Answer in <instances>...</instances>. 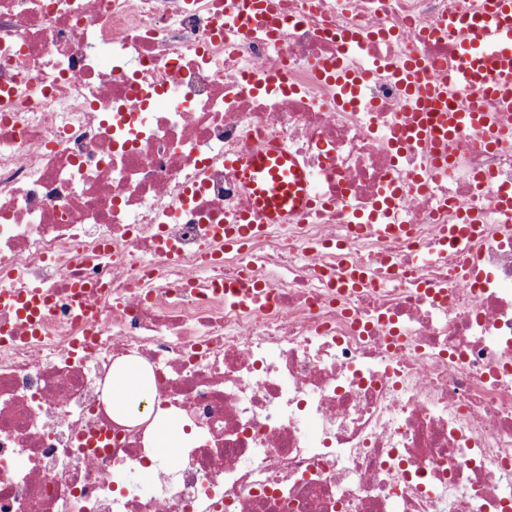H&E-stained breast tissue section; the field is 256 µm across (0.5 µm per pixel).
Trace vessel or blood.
<instances>
[{
    "label": "vessel or blood",
    "mask_w": 512,
    "mask_h": 512,
    "mask_svg": "<svg viewBox=\"0 0 512 512\" xmlns=\"http://www.w3.org/2000/svg\"><path fill=\"white\" fill-rule=\"evenodd\" d=\"M230 11L246 19H268L275 0H228ZM446 27L470 30L460 44V62L447 79L425 82L417 57L406 60L400 71L406 89L410 136L428 137L439 167L450 170L442 145L453 135L475 133L486 147L499 144L504 133L493 110H512V0H496L493 8L466 18L450 17ZM322 78L355 93L369 73L353 75L345 62L326 66ZM241 180L251 190L263 223L284 224L304 214L316 194L305 170L277 149L244 152L238 162ZM27 319H34L52 301L40 290L7 294L0 298Z\"/></svg>",
    "instance_id": "b4317fda"
}]
</instances>
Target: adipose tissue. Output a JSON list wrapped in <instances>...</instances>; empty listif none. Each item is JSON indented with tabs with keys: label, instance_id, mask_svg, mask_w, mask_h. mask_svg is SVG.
<instances>
[{
	"label": "adipose tissue",
	"instance_id": "adipose-tissue-1",
	"mask_svg": "<svg viewBox=\"0 0 512 512\" xmlns=\"http://www.w3.org/2000/svg\"><path fill=\"white\" fill-rule=\"evenodd\" d=\"M140 367L119 365L112 371V381L105 393V402L109 410L121 419L138 422L151 420L155 433L161 443L169 439H180L182 432L158 409L154 395L141 390Z\"/></svg>",
	"mask_w": 512,
	"mask_h": 512
}]
</instances>
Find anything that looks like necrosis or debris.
<instances>
[{"instance_id": "1", "label": "necrosis or debris", "mask_w": 512, "mask_h": 512, "mask_svg": "<svg viewBox=\"0 0 512 512\" xmlns=\"http://www.w3.org/2000/svg\"><path fill=\"white\" fill-rule=\"evenodd\" d=\"M484 2L276 0L272 39L225 0H0V293L54 298L35 336L0 306V512H512V143L451 138L437 173L397 79L447 76L443 22ZM351 32L376 70L342 105L314 67ZM271 141L322 202L225 250ZM347 259L370 283L329 287ZM129 362L195 439L108 413Z\"/></svg>"}]
</instances>
